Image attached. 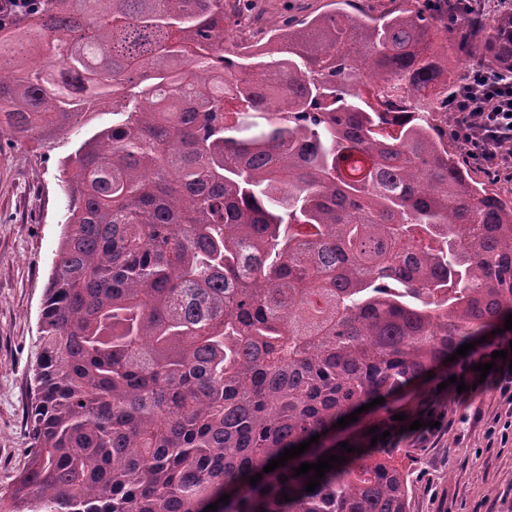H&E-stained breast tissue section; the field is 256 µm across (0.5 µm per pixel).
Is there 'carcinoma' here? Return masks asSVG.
<instances>
[{
  "label": "carcinoma",
  "instance_id": "1",
  "mask_svg": "<svg viewBox=\"0 0 512 512\" xmlns=\"http://www.w3.org/2000/svg\"><path fill=\"white\" fill-rule=\"evenodd\" d=\"M333 2L242 56L231 0H0V129L112 113L60 179L0 512H410L392 443L420 414L399 403L512 314V199L448 134V21ZM463 25L512 70V7ZM378 397L375 434L334 444ZM324 454L346 462L307 492L295 469Z\"/></svg>",
  "mask_w": 512,
  "mask_h": 512
}]
</instances>
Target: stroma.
Segmentation results:
<instances>
[{
	"label": "stroma",
	"instance_id": "1",
	"mask_svg": "<svg viewBox=\"0 0 512 512\" xmlns=\"http://www.w3.org/2000/svg\"><path fill=\"white\" fill-rule=\"evenodd\" d=\"M330 4L240 0L250 20L230 27L227 42L248 45L262 28L316 15ZM83 135L74 128L50 144L0 135V493L12 487L27 452L29 372L65 205L58 176ZM438 408L445 424L414 431L395 454L410 478L411 512H512V441L503 445L486 434L502 410L492 379L462 393L449 385Z\"/></svg>",
	"mask_w": 512,
	"mask_h": 512
}]
</instances>
